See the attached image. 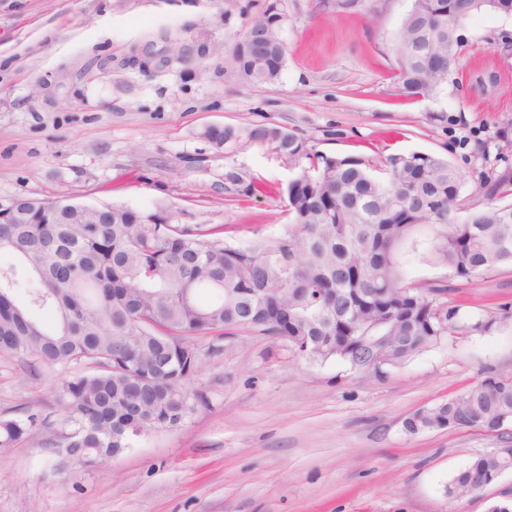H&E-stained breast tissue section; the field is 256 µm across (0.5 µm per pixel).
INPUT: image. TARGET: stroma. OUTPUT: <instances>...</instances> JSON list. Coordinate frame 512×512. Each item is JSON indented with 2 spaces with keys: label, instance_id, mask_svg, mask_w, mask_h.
I'll use <instances>...</instances> for the list:
<instances>
[{
  "label": "stroma",
  "instance_id": "obj_1",
  "mask_svg": "<svg viewBox=\"0 0 512 512\" xmlns=\"http://www.w3.org/2000/svg\"><path fill=\"white\" fill-rule=\"evenodd\" d=\"M273 0H0V207L18 197L127 208L180 225H223L224 243L286 231L298 177L265 147L216 146L209 128L274 124L328 156L376 161L424 152L483 181L512 131V16L487 9L459 28V64L434 97L394 84L396 34L413 0H274L285 65L246 83L228 53ZM266 183L227 201L228 168ZM411 279L447 286L467 314L512 307V266L463 282L420 263ZM512 372V320L458 335L366 382L330 360L294 358L284 341L244 332L205 360L193 385L208 398L180 429L69 480L43 437L59 431L52 385L62 372L0 356V417H41L38 436L0 448V512H488L512 497V471L451 500L444 486L497 448L479 429L406 434L415 410L456 396L489 371Z\"/></svg>",
  "mask_w": 512,
  "mask_h": 512
}]
</instances>
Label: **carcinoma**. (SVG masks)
Returning <instances> with one entry per match:
<instances>
[{
  "label": "carcinoma",
  "instance_id": "cac0c4a2",
  "mask_svg": "<svg viewBox=\"0 0 512 512\" xmlns=\"http://www.w3.org/2000/svg\"><path fill=\"white\" fill-rule=\"evenodd\" d=\"M487 7L512 14V0H413L397 37L396 89L427 98L443 86L460 56L451 21L465 22ZM230 60L247 83L256 64L285 59L235 44ZM205 136L217 145L241 138L301 168L288 184L291 224L274 243L224 245V226L146 224L143 215L112 209L95 224L84 210L68 224H1L0 251L28 276L26 299L16 297L15 270H0V356L29 367H59L53 386L64 430L54 445L56 471L92 467L128 448L133 438L175 431L206 405L191 387L202 368L195 339L219 341L241 332L286 339L288 350L311 363L349 365L364 381L399 367L450 336L493 331L507 308L464 315L448 288L407 279L413 261L447 267L469 281L512 265V175L490 183L500 204L468 207L462 177L448 160L423 152L394 154L381 165L355 156H327L285 128L226 126ZM232 198L263 192L256 178L229 170ZM464 214L458 218V214ZM50 308L51 327L32 311ZM512 413V374L491 371L465 392L413 413L403 423L414 435L477 426L491 434ZM38 417L0 419V448L34 434ZM500 463L473 458L445 485L456 498L478 468Z\"/></svg>",
  "mask_w": 512,
  "mask_h": 512
}]
</instances>
